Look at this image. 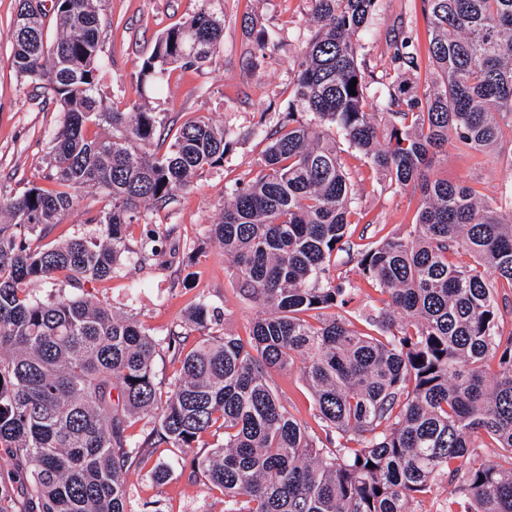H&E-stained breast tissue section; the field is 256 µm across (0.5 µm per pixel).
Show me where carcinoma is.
I'll return each instance as SVG.
<instances>
[{"label": "carcinoma", "instance_id": "obj_1", "mask_svg": "<svg viewBox=\"0 0 512 512\" xmlns=\"http://www.w3.org/2000/svg\"><path fill=\"white\" fill-rule=\"evenodd\" d=\"M105 2L56 0L50 37L46 12L20 0L13 26L11 66L60 106L48 146L60 189L0 201V512H127L139 454L127 429L148 414L149 447L205 448L188 480L219 490L224 512H411L443 479L461 482L466 512H512V465L473 454L484 436L512 454V336L496 332L493 296L495 281L512 284V210L433 175L448 145L483 155L512 129V0H421L428 65L411 37L393 40L391 65L415 87L391 82L378 93L356 43L378 0H311L315 30L294 83L311 119L289 112L275 132L254 131L269 140L261 169L210 228L261 307L250 337L210 333L214 311L199 303L162 341L81 295H34L36 283L62 275L78 283L118 273L140 209L165 206L232 145L224 126L190 119L161 154L155 113L98 96ZM223 30L204 9L167 29L138 82L161 86L174 67L201 68ZM334 132L385 180L422 193L408 237L360 253L363 277L388 297L362 315L375 336L326 314L355 291L331 275L355 213ZM89 190L109 198L87 218L98 238L28 244ZM159 243L146 235L135 262L150 263ZM462 251L474 265L454 261ZM162 345L180 364L164 397L152 371ZM297 359L320 435L274 386L272 373ZM219 433L224 440L204 441Z\"/></svg>", "mask_w": 512, "mask_h": 512}]
</instances>
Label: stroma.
Segmentation results:
<instances>
[{
    "instance_id": "35a3bbf8",
    "label": "stroma",
    "mask_w": 512,
    "mask_h": 512,
    "mask_svg": "<svg viewBox=\"0 0 512 512\" xmlns=\"http://www.w3.org/2000/svg\"><path fill=\"white\" fill-rule=\"evenodd\" d=\"M19 0H0V200L22 194L33 186H48L47 147L60 121L58 105L44 88L29 84L10 65V32ZM206 10L224 23L223 42L199 70L175 69L162 90L138 87V61L148 57L156 38ZM310 0H107L101 33L104 64L99 72L103 96L115 104H147L167 128L177 129L186 119L203 117L233 130L235 138L221 164L199 172L190 188L177 192L170 204L142 211L139 223L127 230L129 250H136L147 232L160 233L158 256L148 265L127 261L114 276L74 285L64 278L41 283L43 298L80 294L133 319L150 334L164 338L181 331L187 311L204 302L215 309L219 334L248 338L257 304L239 291L223 246L209 233L218 222L236 183L255 176L268 145L253 130L275 128L286 112L308 121L294 109V78L298 57L310 38ZM268 46L258 50L260 32ZM398 35L412 36L426 48L428 35L420 0H379L360 37L359 59L376 81H395L388 58V43ZM337 151L351 172L356 207L363 222L350 225V248L339 252L334 276L349 280L356 289L347 307L349 315L378 308L383 297L363 279L358 268L360 251L387 236L409 234L420 195L413 187L385 185L364 166L362 156L338 141ZM439 177L473 187L503 208L512 207V141L503 140L495 159L484 161L449 149L436 168ZM100 193L83 194L78 206L62 223L37 228L32 244L59 242L73 237L93 239L96 225L89 213L106 207ZM275 387L292 416L308 431L320 429L311 393L299 368L274 374ZM190 457L175 448H151L128 478L129 512H224V498L203 483L188 479ZM166 468L157 481L149 472Z\"/></svg>"
}]
</instances>
